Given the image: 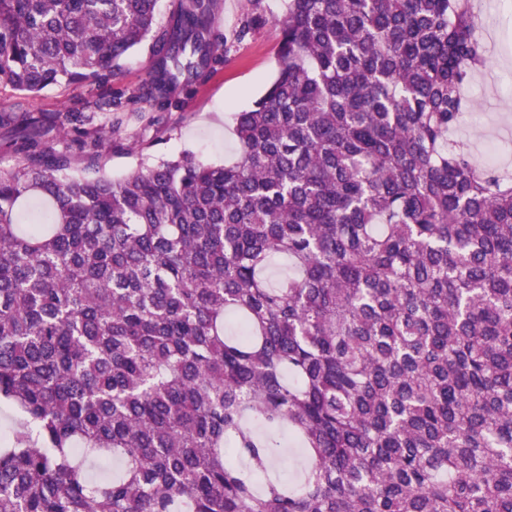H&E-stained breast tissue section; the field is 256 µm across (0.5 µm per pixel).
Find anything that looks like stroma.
<instances>
[{"mask_svg": "<svg viewBox=\"0 0 512 512\" xmlns=\"http://www.w3.org/2000/svg\"><path fill=\"white\" fill-rule=\"evenodd\" d=\"M284 10L285 0H220L215 27L223 41V66L196 87L184 106L145 102L132 111L100 115L99 125L112 132L101 174L122 178L140 163L185 151L210 164L233 161L239 149L233 115L250 109L275 77L280 41L275 20ZM482 19L490 58L469 82L473 124L481 134L462 135L476 157L490 126L512 131V86L506 83L512 75V16L487 9Z\"/></svg>", "mask_w": 512, "mask_h": 512, "instance_id": "35a3bbf8", "label": "stroma"}]
</instances>
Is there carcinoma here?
<instances>
[{"label":"carcinoma","mask_w":512,"mask_h":512,"mask_svg":"<svg viewBox=\"0 0 512 512\" xmlns=\"http://www.w3.org/2000/svg\"><path fill=\"white\" fill-rule=\"evenodd\" d=\"M158 2L0 0V86L85 89L0 107V512H512V177L450 138L488 60L470 0H286L234 161L72 171L45 126L94 167L95 114L224 64L218 0ZM148 66V51H136L124 62L121 74L116 80L112 81V84L109 85L108 90L112 88V91H116L126 87H137L147 77ZM82 94V89L75 86H56L44 90L35 98L27 99V110L36 114L44 113L48 115H52L54 112L72 110L78 107ZM47 133L46 139L54 143L57 149L67 148L70 150V154L75 158L76 167L82 168L84 166L83 161L80 160L82 153L79 152V136L73 129L69 128L64 131L58 128H51ZM282 441L286 444V460L281 466L275 468V475L280 478L288 479L290 482H296L303 465V458L297 444L288 436L284 435Z\"/></svg>","instance_id":"1"}]
</instances>
